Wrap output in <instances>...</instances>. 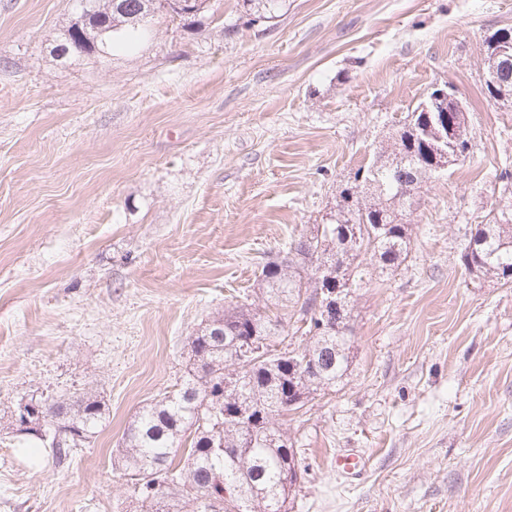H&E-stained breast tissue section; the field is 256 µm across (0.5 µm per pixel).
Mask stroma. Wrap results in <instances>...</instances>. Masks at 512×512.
<instances>
[{
    "label": "stroma",
    "mask_w": 512,
    "mask_h": 512,
    "mask_svg": "<svg viewBox=\"0 0 512 512\" xmlns=\"http://www.w3.org/2000/svg\"><path fill=\"white\" fill-rule=\"evenodd\" d=\"M73 18L0 0V512H135L121 438L190 336L264 309L262 264L446 82L470 153L418 189L406 261L356 289L335 392L283 421L303 469L288 512H512V285L459 262L467 225L512 201V102L484 92L512 0H286L268 22L210 0L195 29L161 15L132 47L57 58ZM85 389L100 432L66 464L25 457L20 400ZM348 449L356 483L334 466ZM366 469V459L359 451L350 449L336 458V471L346 477L357 480Z\"/></svg>",
    "instance_id": "1"
}]
</instances>
